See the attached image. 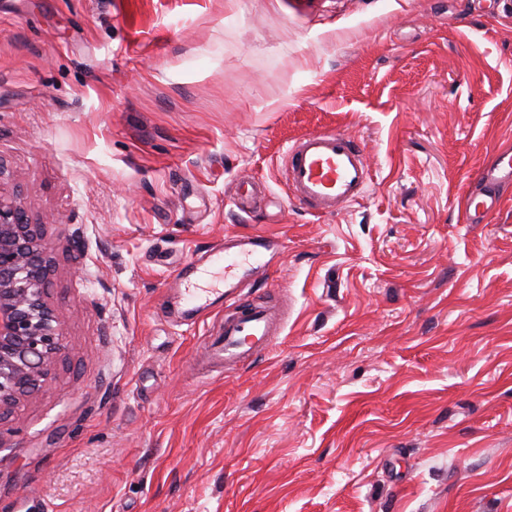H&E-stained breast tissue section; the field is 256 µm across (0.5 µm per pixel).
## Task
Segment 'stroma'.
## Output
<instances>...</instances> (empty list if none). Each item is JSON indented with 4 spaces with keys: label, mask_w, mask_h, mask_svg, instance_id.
I'll use <instances>...</instances> for the list:
<instances>
[{
    "label": "stroma",
    "mask_w": 512,
    "mask_h": 512,
    "mask_svg": "<svg viewBox=\"0 0 512 512\" xmlns=\"http://www.w3.org/2000/svg\"><path fill=\"white\" fill-rule=\"evenodd\" d=\"M324 129L372 182L317 215L282 166ZM506 148L512 0H0V161L65 345L0 422V512H512V189L464 218ZM249 234L266 274L177 322V273ZM253 301L270 346L198 366Z\"/></svg>",
    "instance_id": "1"
}]
</instances>
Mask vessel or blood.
<instances>
[{"instance_id": "b4317fda", "label": "vessel or blood", "mask_w": 512, "mask_h": 512, "mask_svg": "<svg viewBox=\"0 0 512 512\" xmlns=\"http://www.w3.org/2000/svg\"><path fill=\"white\" fill-rule=\"evenodd\" d=\"M284 178L290 193L318 214H331L359 200L372 181L364 153L349 134L322 130L290 144L285 153ZM512 182V151L498 153L494 164L484 169L468 194L465 215L476 221L491 211L500 185ZM262 237L230 238L212 247L208 261L232 271L239 261H251L252 272H260ZM280 313L271 306L256 305L225 316L222 326L206 336L202 355L211 365H232L253 350L266 346L282 327Z\"/></svg>"}]
</instances>
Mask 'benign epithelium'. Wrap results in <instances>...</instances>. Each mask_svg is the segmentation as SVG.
<instances>
[{
	"label": "benign epithelium",
	"mask_w": 512,
	"mask_h": 512,
	"mask_svg": "<svg viewBox=\"0 0 512 512\" xmlns=\"http://www.w3.org/2000/svg\"><path fill=\"white\" fill-rule=\"evenodd\" d=\"M52 271L41 224L0 186V415L39 388L63 348L45 295Z\"/></svg>",
	"instance_id": "obj_1"
}]
</instances>
